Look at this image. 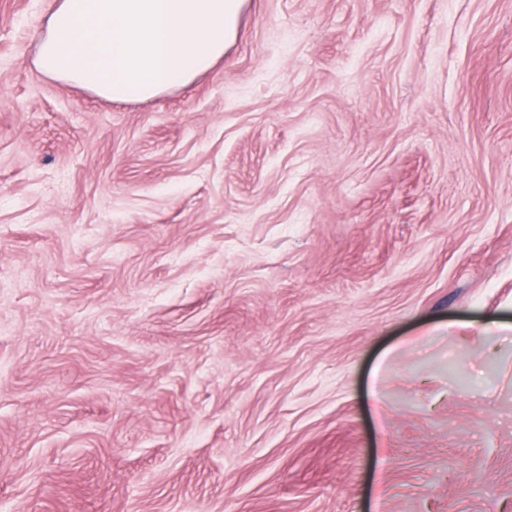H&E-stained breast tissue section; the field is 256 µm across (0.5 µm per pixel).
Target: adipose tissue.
<instances>
[{"instance_id":"ef3b65f1","label":"adipose tissue","mask_w":512,"mask_h":512,"mask_svg":"<svg viewBox=\"0 0 512 512\" xmlns=\"http://www.w3.org/2000/svg\"><path fill=\"white\" fill-rule=\"evenodd\" d=\"M244 0H55L33 64L118 102L186 85L223 58Z\"/></svg>"}]
</instances>
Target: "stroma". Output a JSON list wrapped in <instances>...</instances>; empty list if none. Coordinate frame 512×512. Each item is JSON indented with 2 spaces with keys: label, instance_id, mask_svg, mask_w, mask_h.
Listing matches in <instances>:
<instances>
[{
  "label": "stroma",
  "instance_id": "stroma-1",
  "mask_svg": "<svg viewBox=\"0 0 512 512\" xmlns=\"http://www.w3.org/2000/svg\"><path fill=\"white\" fill-rule=\"evenodd\" d=\"M53 6L0 0V512H512V0H245L131 102L35 69Z\"/></svg>",
  "mask_w": 512,
  "mask_h": 512
}]
</instances>
